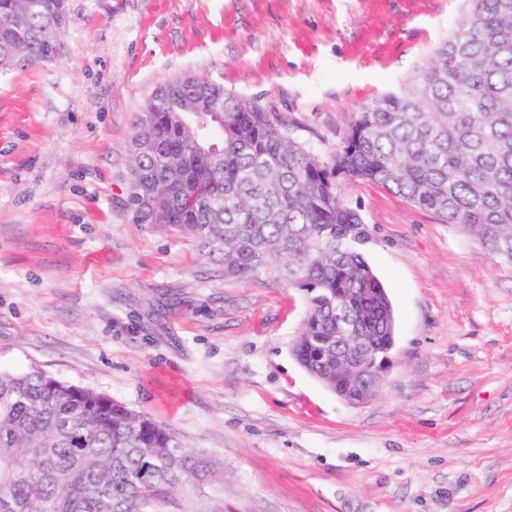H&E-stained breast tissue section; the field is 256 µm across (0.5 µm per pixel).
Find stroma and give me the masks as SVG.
<instances>
[{"instance_id": "obj_1", "label": "stroma", "mask_w": 512, "mask_h": 512, "mask_svg": "<svg viewBox=\"0 0 512 512\" xmlns=\"http://www.w3.org/2000/svg\"><path fill=\"white\" fill-rule=\"evenodd\" d=\"M463 0H68L66 56L0 73V366L175 430L212 476L155 512H512V265L366 180L341 193L395 309L352 407L291 347L302 293L135 223L132 117L205 75L321 157L458 28ZM175 395L176 409L166 399Z\"/></svg>"}]
</instances>
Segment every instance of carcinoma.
<instances>
[{
    "label": "carcinoma",
    "mask_w": 512,
    "mask_h": 512,
    "mask_svg": "<svg viewBox=\"0 0 512 512\" xmlns=\"http://www.w3.org/2000/svg\"><path fill=\"white\" fill-rule=\"evenodd\" d=\"M67 22L66 0H0V72L63 55ZM132 124L136 223L191 236L226 277L279 271L305 298L292 353L308 372L338 323L394 335L341 181L377 183L512 264V0H467L427 65L364 105L327 161L258 103L195 75L160 85ZM211 469L104 393L0 367V512H153Z\"/></svg>",
    "instance_id": "cac0c4a2"
}]
</instances>
